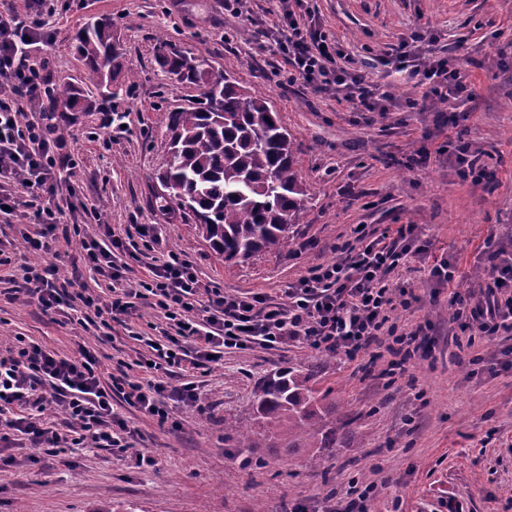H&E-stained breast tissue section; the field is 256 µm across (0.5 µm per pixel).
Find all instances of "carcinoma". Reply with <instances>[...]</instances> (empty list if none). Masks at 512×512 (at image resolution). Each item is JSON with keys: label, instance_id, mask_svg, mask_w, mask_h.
<instances>
[{"label": "carcinoma", "instance_id": "obj_1", "mask_svg": "<svg viewBox=\"0 0 512 512\" xmlns=\"http://www.w3.org/2000/svg\"><path fill=\"white\" fill-rule=\"evenodd\" d=\"M70 48L95 90L61 80L48 92L49 111H113L133 74L112 37V20L89 21ZM157 63L177 84L197 90L188 106L169 113L168 149L158 175L166 187L159 195L163 207L191 212L197 235L226 263L285 247L311 189L299 174L298 148L278 113L203 55L169 50L162 42ZM324 370L311 363L265 376L256 393L255 428L229 425L238 447L256 448L255 437L265 435L288 454L311 451V464L322 466L321 449L337 447L352 424L336 412L331 390L321 387Z\"/></svg>", "mask_w": 512, "mask_h": 512}]
</instances>
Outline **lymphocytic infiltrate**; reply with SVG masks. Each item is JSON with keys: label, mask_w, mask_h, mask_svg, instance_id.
Here are the masks:
<instances>
[{"label": "lymphocytic infiltrate", "mask_w": 512, "mask_h": 512, "mask_svg": "<svg viewBox=\"0 0 512 512\" xmlns=\"http://www.w3.org/2000/svg\"><path fill=\"white\" fill-rule=\"evenodd\" d=\"M277 51L289 65L288 79L317 93L344 101L358 112H385L392 102L387 92L345 65V53L315 21L311 12L295 13L284 0L275 25ZM52 40L48 19L28 14L0 16V212L11 213L10 188L24 190L32 209V231L23 235L35 259L22 267L15 291L34 301L43 313H61L67 323L86 326L90 315L127 325L137 300H148L157 316L161 337L147 340L152 358H139L134 370L102 375L101 362L90 350L79 357L61 358L34 341L17 337L7 355H0V448L10 449L16 434L27 435L40 459H53L67 448H101L127 457L133 446L128 425L112 406L121 395L130 407L156 419L172 421L177 406L200 400L191 372L223 363L228 349L254 346L275 349L296 342L315 350L355 357L381 337H391V355L409 359V347L424 335L425 325L400 331L396 309H411V289L389 281L399 265L419 259L415 227L399 225L392 240L377 238L359 247L345 242L336 262L319 264L284 290V302L263 293L227 295L207 287L182 253L166 250L153 225H136L141 250L131 249L111 225L97 237H85L80 247L86 264L104 277L107 298L76 292L75 304L64 301L71 280H60L54 267L62 252L55 230L65 213L76 212L74 189L64 188L59 169L72 160L66 140L46 109L49 77L32 58L29 48ZM423 37L411 31L390 47L386 60L407 72L424 98L459 109L471 98L467 74L450 55L419 47ZM52 255L53 264L39 255ZM148 260L146 278L130 277L132 261ZM484 299L473 293L454 294L457 343L473 345L476 336L512 334V258L490 267L481 287ZM65 416L66 431L45 427L46 410Z\"/></svg>", "instance_id": "f902f5d3"}]
</instances>
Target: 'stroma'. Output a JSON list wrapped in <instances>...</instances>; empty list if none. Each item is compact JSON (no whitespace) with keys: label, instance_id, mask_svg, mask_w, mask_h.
<instances>
[{"label":"stroma","instance_id":"1","mask_svg":"<svg viewBox=\"0 0 512 512\" xmlns=\"http://www.w3.org/2000/svg\"><path fill=\"white\" fill-rule=\"evenodd\" d=\"M308 8L393 104L390 122L351 111L347 104L288 81V64L275 47L280 0H242L240 14L224 0H54V43L31 53L53 80H86L69 49L95 17L110 18L136 79L115 113L77 112L61 120L75 170H61L80 204L65 224L82 234L101 225L125 230L153 224L165 245L185 254L202 282L227 294L262 292L283 301V291L315 265L335 261L337 243L367 238L402 224L416 227L425 254L402 282L419 301L396 309L400 330L422 321L432 330L414 356L386 376V361L332 359L324 384L336 408L353 420L345 447L323 449L320 475L305 453L239 448L224 424L251 420L263 377L289 365L322 360L301 344L277 349L228 350L224 363L196 373L204 407L175 414L176 427L155 422L114 399L116 412L155 454L156 465L136 467L104 449L61 453L44 470L27 459L29 441L14 449L16 462L0 468V512H330L345 504L351 484L373 486L370 512H505L512 502V335L476 339L479 364L460 363L452 336L453 293L478 287L496 251L512 254V0H308ZM423 29L448 47L468 70L473 97L464 138L484 151L488 181L461 179L443 147L455 130L436 104L381 59L399 37ZM204 54L248 91L264 95L295 138L298 169L313 194L286 248L230 265L197 236L190 220L163 210L156 175L166 157L168 114L187 106L188 92L156 62L160 40ZM420 104L410 109L406 100ZM124 123L114 131L111 120ZM22 210L0 214V250L14 266L31 261ZM449 261L452 282L430 279L432 265ZM129 327L110 337L64 326L0 281V354L26 336L48 352L74 357L88 347L104 373L134 362L148 349L134 340L155 312L141 306Z\"/></svg>","mask_w":512,"mask_h":512}]
</instances>
